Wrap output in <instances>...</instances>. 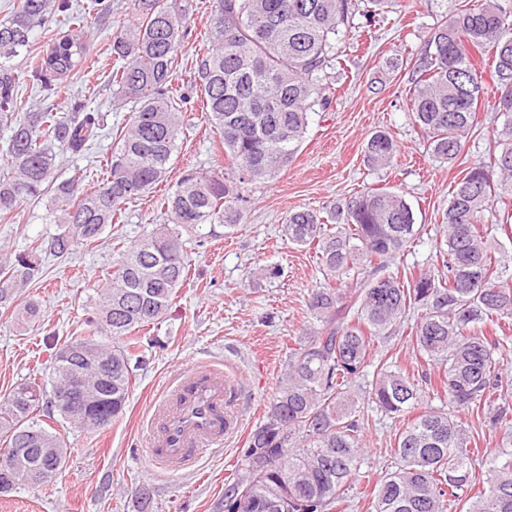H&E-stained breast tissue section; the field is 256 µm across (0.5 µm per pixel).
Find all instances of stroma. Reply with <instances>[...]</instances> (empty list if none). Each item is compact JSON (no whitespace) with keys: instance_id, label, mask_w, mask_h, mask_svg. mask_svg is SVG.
<instances>
[{"instance_id":"obj_1","label":"stroma","mask_w":512,"mask_h":512,"mask_svg":"<svg viewBox=\"0 0 512 512\" xmlns=\"http://www.w3.org/2000/svg\"><path fill=\"white\" fill-rule=\"evenodd\" d=\"M177 2L187 8V32L175 61L178 76L185 79L206 39L215 0ZM480 2L386 0L376 10L370 0H348V20L336 34V58L325 72L328 106L311 113L285 171L272 181L249 184L237 227L193 245L188 279L178 298L146 331L155 344L144 350L145 363L136 371L123 414L103 432L67 427L63 435L70 455L63 469L48 484L21 485L0 496V512H136L132 493L141 486L151 494L149 512H218L239 452L262 420L288 352L308 323V295L323 279L315 251L285 237L282 224L288 212L324 213L333 202L368 188L402 192L419 232L399 262L429 268L443 242L442 213L454 180L462 166L484 161L492 152L494 131L501 124L494 112H479V135L468 143L464 162L448 164L432 158L430 139L407 106L414 80L411 63L423 53L431 33L454 7ZM111 3L91 44L89 72L71 76L54 102L61 113L70 112L75 102L88 103L106 115L109 128L118 129L130 109L115 101L111 46L113 36L130 23L133 2ZM188 119L167 180L124 205L118 223L108 226L95 244L76 246L66 258L45 257L41 277L23 288L21 300L39 305V331L19 332L0 314V396L29 378L50 384L53 362L47 337L61 342L81 331L87 309L115 268L118 247L162 222V200L184 170L210 169L218 136L199 102H192ZM378 131L391 134L397 144L387 168L364 161L367 142ZM111 152L107 138L81 154L64 153L58 175L66 178L81 169L85 186L94 187L106 176ZM44 215L43 205L21 203L11 218L0 219V243L19 252L49 237L56 227L45 223ZM264 266L279 268V276H254V269ZM214 359L222 361L225 373L238 384L242 430L193 471L153 475L139 448L150 404L180 371ZM359 423L364 456L361 476L348 491L347 512H369L372 482L395 466L392 448L399 422L366 406Z\"/></svg>"}]
</instances>
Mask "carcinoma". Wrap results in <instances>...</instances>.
Masks as SVG:
<instances>
[{
	"instance_id": "carcinoma-1",
	"label": "carcinoma",
	"mask_w": 512,
	"mask_h": 512,
	"mask_svg": "<svg viewBox=\"0 0 512 512\" xmlns=\"http://www.w3.org/2000/svg\"><path fill=\"white\" fill-rule=\"evenodd\" d=\"M110 9V0H92L88 12L75 11L73 0H21L0 22V125L11 131L0 152L10 169L0 178V215L24 200H44V220L57 225L48 239L0 260V308L24 331L39 322V308L17 297L41 276L40 254L64 257L77 244L97 242L122 204L164 181L186 126L189 99L173 92L185 9L168 0H134V20L112 41V82L134 110L114 136L107 176L94 190L83 187L77 170L56 176L61 152L81 153L106 134L104 115L85 103L60 116L48 100L71 73L88 68L86 32ZM51 15L69 16L72 27L32 49L31 32ZM347 19L348 0H215L190 82L219 133L222 159L210 170L185 171L164 200L166 221L121 253L84 319V334L55 351L51 391L25 380L0 401V457L18 455L13 482L5 487L0 476V494L20 483L47 484L64 467L67 443L35 420L37 411L97 431L123 413L132 354L99 336L120 340L156 324L186 281L188 239L207 224L234 228L246 186L275 178L292 162L310 113L328 103L320 74L334 60V36ZM487 50L496 77L491 90L474 61ZM21 56L30 57L28 74L43 98L37 111L19 118L15 61ZM413 72L408 108L435 158H461L477 132L479 107L502 118L489 162L463 169L453 184L442 216L443 270H389L416 235L412 207L394 190L370 189L334 204L328 218L341 223L333 230L314 211L288 213V242L316 245L327 280L309 294L313 323L290 349L264 419L240 451L241 468L225 484L224 512H338L364 451L355 419L361 400L405 419L393 448L395 469L375 483L373 512H446L449 498L462 502L460 512H512V452L481 460L487 487L463 496L476 463L465 423L423 407L422 387L395 361L373 364L372 354L379 339L408 332L413 351L437 368L424 374L425 383L458 413L490 402L500 382L495 352L512 338V277H504L491 232L507 231L512 215L495 224L482 217L495 198L512 192V3L483 0L454 9L431 33ZM395 152L389 134L367 142L373 167L390 166ZM373 261L381 274H364ZM348 274L350 284L338 282ZM488 325L501 334L487 335ZM372 364L369 388L353 390ZM78 376L99 393V406L84 415L61 398Z\"/></svg>"
}]
</instances>
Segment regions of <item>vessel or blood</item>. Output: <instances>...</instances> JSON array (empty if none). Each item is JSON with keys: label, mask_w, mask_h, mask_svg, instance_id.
Wrapping results in <instances>:
<instances>
[{"label": "vessel or blood", "mask_w": 512, "mask_h": 512, "mask_svg": "<svg viewBox=\"0 0 512 512\" xmlns=\"http://www.w3.org/2000/svg\"><path fill=\"white\" fill-rule=\"evenodd\" d=\"M234 382L213 364L178 373L149 409L142 445L158 474L192 469L238 434L243 415Z\"/></svg>", "instance_id": "obj_1"}]
</instances>
